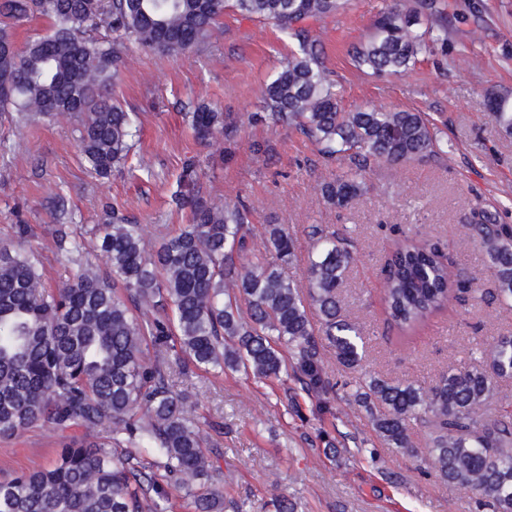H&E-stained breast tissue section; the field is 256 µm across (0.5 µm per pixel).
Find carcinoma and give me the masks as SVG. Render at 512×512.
Here are the masks:
<instances>
[{"label":"carcinoma","mask_w":512,"mask_h":512,"mask_svg":"<svg viewBox=\"0 0 512 512\" xmlns=\"http://www.w3.org/2000/svg\"><path fill=\"white\" fill-rule=\"evenodd\" d=\"M227 7L275 23L295 45L262 89L263 114L251 119L294 128L322 155L349 160L322 186L328 204L359 198L372 163L440 157L439 140L419 112L341 109L307 25L336 14L340 0H0V112L20 123L81 118L84 163L108 179L125 165L137 134L130 113L108 93L126 44L189 54L222 32ZM37 16L51 21L50 34L18 48L16 29ZM431 18L386 4L372 36L353 51L354 66L375 75L408 69L446 40V27ZM101 22L112 37L87 36ZM490 114L512 134L507 98H490ZM189 126L205 143H230L238 132L205 104L189 113ZM176 199L190 210V223L153 247L143 225L114 211L97 225L89 252L60 211L55 251L77 272L56 286L24 245L29 225H14L12 239L0 242V437L34 425L55 436L72 432L49 463L0 482V512H171V485L185 491L194 512H224L223 475L200 430L203 407L172 391L173 372L227 368L277 379L287 369L286 346L301 389L320 395L329 382L315 336H326L341 364L362 360L359 327L339 314L338 290L353 256L336 233L310 225L314 252L303 292L264 258L293 256L284 225L266 224L256 235L238 204L203 194L191 161ZM473 219L469 230L488 256L496 296L509 306L512 227L493 223L481 207ZM457 285L429 244L398 242L385 267L388 320L415 329L446 307ZM509 376L511 335L496 339L483 364L428 387L371 377L354 402L372 413L391 448L409 447V421L419 422L442 480L488 497L493 512H512V394L497 387ZM375 399L386 413L373 414Z\"/></svg>","instance_id":"carcinoma-1"}]
</instances>
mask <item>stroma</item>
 Masks as SVG:
<instances>
[{"label":"stroma","instance_id":"35a3bbf8","mask_svg":"<svg viewBox=\"0 0 512 512\" xmlns=\"http://www.w3.org/2000/svg\"><path fill=\"white\" fill-rule=\"evenodd\" d=\"M438 4L446 41L397 75L377 77L352 63L353 47L368 40L384 0H344L335 16L315 25L345 111L424 113L445 150L435 162L371 165L363 195L345 208L321 195L343 161L324 159L295 130L248 124V115L261 109L264 83L293 45L272 23L230 9L223 37L188 55L130 45L112 86L113 97L138 117L128 171L100 180L86 170L78 120L18 125L0 117V240L14 225H30V246L49 283L72 273L54 251L58 207L88 228L119 208L158 242L189 221L172 198L190 160L203 193L243 201L253 226L286 225L295 250L282 266L285 275H304L309 225H325L351 244L341 313L359 326L365 356L346 367L321 341L328 394L308 395L291 376L261 381L228 370L172 377L174 391L198 394L204 405L202 430L223 473L224 512H277L282 499L294 512H490L479 496L440 479L420 424L409 427L411 449L387 447L371 421L382 406L369 413L351 397L369 376L432 385L443 373L479 364L498 336L512 334V309L492 298L485 253L467 230L478 205L512 225V135L488 108L490 96L512 98V0ZM203 103L239 125L231 147L194 138L185 114ZM257 142L270 145L268 161H258ZM406 237L426 240L470 286L424 325L401 333L385 315L384 267ZM60 445L37 427L0 438V480L46 464Z\"/></svg>","mask_w":512,"mask_h":512}]
</instances>
